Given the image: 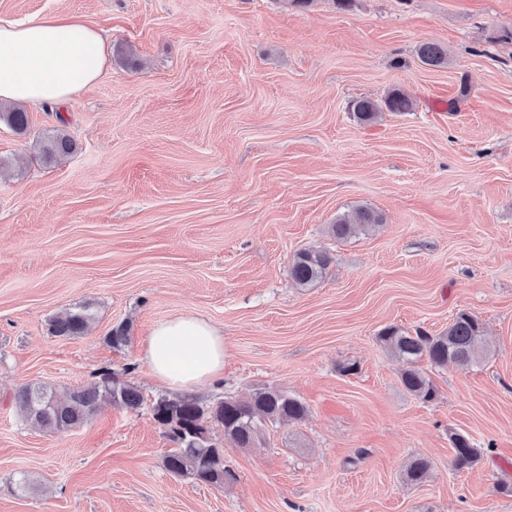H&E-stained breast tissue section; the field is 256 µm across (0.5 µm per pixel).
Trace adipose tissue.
I'll return each instance as SVG.
<instances>
[{"label": "adipose tissue", "mask_w": 512, "mask_h": 512, "mask_svg": "<svg viewBox=\"0 0 512 512\" xmlns=\"http://www.w3.org/2000/svg\"><path fill=\"white\" fill-rule=\"evenodd\" d=\"M107 56L104 36L81 15L0 20V101L61 107L99 80ZM141 357L162 385L190 391L222 378L224 335L197 315H177L153 328Z\"/></svg>", "instance_id": "obj_1"}]
</instances>
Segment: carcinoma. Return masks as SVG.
<instances>
[{
	"mask_svg": "<svg viewBox=\"0 0 512 512\" xmlns=\"http://www.w3.org/2000/svg\"><path fill=\"white\" fill-rule=\"evenodd\" d=\"M417 56L421 63L431 67L441 66L446 59L442 48L430 42L418 47ZM385 107L390 112H409L413 103L403 92L395 90L386 98ZM351 108L363 123L374 122L379 114V108L370 99H357ZM0 121L19 133H25L29 128L28 113L19 107L0 112ZM38 149L43 161L51 163L70 154L74 141L63 133L46 135L39 140ZM380 222V216L361 208L352 217L337 219L332 229L336 236L344 238L364 233ZM330 262L327 253L308 249L293 257L288 272L297 286L308 288L323 277ZM93 317L87 305L66 309L51 320V334L63 338L80 336ZM377 339L405 363L401 383L411 395L424 402L434 400L436 389L419 367L423 359L438 368H445L451 362L467 369L482 360L486 352L483 324L466 312L457 314L448 330L436 336L420 330L412 334L397 326H389ZM130 341L129 327L125 324L114 327L107 336V342L117 349L129 345ZM14 400L26 419L56 432L86 423L103 400L128 411H138L144 404L137 386L110 369L101 371L98 379L89 385L68 388L61 393L49 385L24 386ZM150 411L171 445L163 457L164 468L172 475L222 489L233 475L224 467V449L214 442L209 424L223 427L224 438L233 441L237 447L251 448L262 434V427L269 423L300 421L307 415L308 408L288 392L264 386L255 388L246 400L222 398L206 403L190 395L162 396L152 403ZM451 441L454 470H469L480 461L481 452L467 437L455 434ZM430 469L429 460L415 457L406 466L404 479L413 485L420 484Z\"/></svg>",
	"mask_w": 512,
	"mask_h": 512,
	"instance_id": "obj_1",
	"label": "carcinoma"
}]
</instances>
